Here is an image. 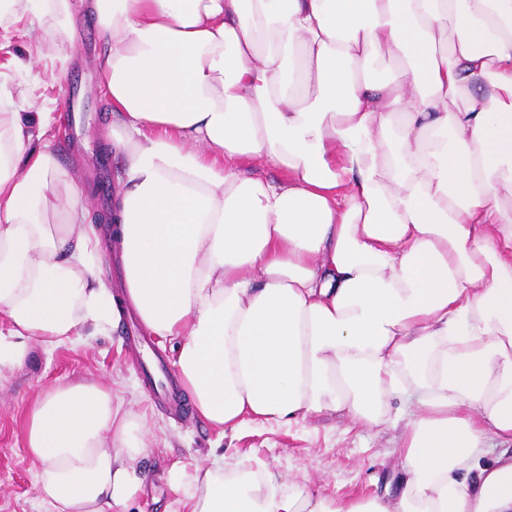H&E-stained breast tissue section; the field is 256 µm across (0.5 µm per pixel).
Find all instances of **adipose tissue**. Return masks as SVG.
I'll return each instance as SVG.
<instances>
[{
	"label": "adipose tissue",
	"mask_w": 512,
	"mask_h": 512,
	"mask_svg": "<svg viewBox=\"0 0 512 512\" xmlns=\"http://www.w3.org/2000/svg\"><path fill=\"white\" fill-rule=\"evenodd\" d=\"M123 189L126 290L47 134L0 83V370L133 306L223 429L323 411L395 425L405 479L346 504L209 455L193 512H512V0H85ZM69 0H0V28ZM398 78L373 79L380 57ZM261 162L281 178L246 175ZM150 428L59 382L25 446L51 512H125ZM102 253L103 275L107 280L112 282V292L119 294L121 291L120 287L124 283V275L119 259L118 249L114 247V245H110L108 240H105L102 245ZM117 269H119V273L117 272Z\"/></svg>",
	"instance_id": "ef3b65f1"
}]
</instances>
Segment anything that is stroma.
Returning a JSON list of instances; mask_svg holds the SVG:
<instances>
[{
	"label": "stroma",
	"mask_w": 512,
	"mask_h": 512,
	"mask_svg": "<svg viewBox=\"0 0 512 512\" xmlns=\"http://www.w3.org/2000/svg\"><path fill=\"white\" fill-rule=\"evenodd\" d=\"M70 4L69 16L47 19L54 44L31 73L12 66L13 56H26L29 48L25 22L0 28V81L16 93L32 91L39 107L59 113L58 159L74 168L96 215L112 204L122 158L113 153L110 139L100 135L111 118L96 65L100 24L86 13L82 0ZM142 328L137 314L128 311L108 334L36 349L23 369L0 372V512H33L38 499L34 464L25 452L28 407L49 384L80 378L111 389L123 411L148 419L149 451L142 461L147 479L132 512H190L184 485L171 481L169 472L177 464L193 474L216 441L225 461L267 464L285 476L307 479L312 490L339 503L395 491L403 476L391 453L395 429H352L343 413L324 411L289 426L247 421L221 437L185 394L180 400L187 410L170 414L157 403L143 373V349L129 340L131 331Z\"/></svg>",
	"instance_id": "35a3bbf8"
}]
</instances>
